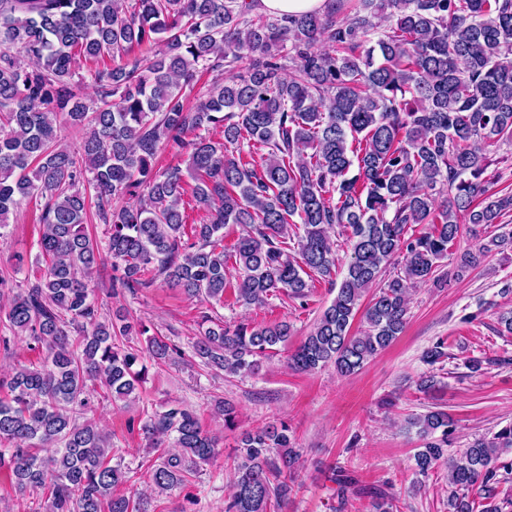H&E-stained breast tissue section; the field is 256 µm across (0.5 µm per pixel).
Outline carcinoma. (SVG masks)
Instances as JSON below:
<instances>
[{"label": "carcinoma", "instance_id": "1", "mask_svg": "<svg viewBox=\"0 0 512 512\" xmlns=\"http://www.w3.org/2000/svg\"><path fill=\"white\" fill-rule=\"evenodd\" d=\"M141 55H134V50ZM87 67L96 100L73 82ZM222 72L189 104L202 76ZM88 129L77 151L55 144L59 117ZM191 142L192 195L208 212L186 232L181 168L154 169L159 147ZM512 144V0H326L323 10L276 16L255 0H0V238L23 201L40 207L39 279L12 294L13 335L43 358L0 377V477L17 492L47 493L52 512H147L116 492L126 471L109 436L79 415L94 398L126 399L146 382L134 337L149 328L120 310L101 316L89 288L99 245L87 231L89 195L108 226L112 290L163 280L191 297L243 305L307 297L306 278L333 281L330 232H350L352 254L336 296L288 357L309 372L361 370L401 335L409 290L448 282L443 271L461 221L496 224L512 195L490 192V155ZM357 173L349 175L352 168ZM247 228L231 249L224 228ZM412 224L428 228L408 234ZM297 239V248L288 239ZM460 256L457 272L494 248ZM387 279H382L388 266ZM235 272V281L228 275ZM378 289L364 330L350 334L363 294ZM200 316L194 353L209 368L252 376L291 326H210ZM155 362L173 348L148 338ZM422 444L420 489L447 469L449 512L477 510L512 479V423L448 456L442 410L409 420ZM139 430L157 452L147 466L159 493L184 488L210 462L219 436L180 402ZM224 512H275L295 486L299 451L284 421L245 433ZM337 496L355 479L333 474Z\"/></svg>", "mask_w": 512, "mask_h": 512}]
</instances>
